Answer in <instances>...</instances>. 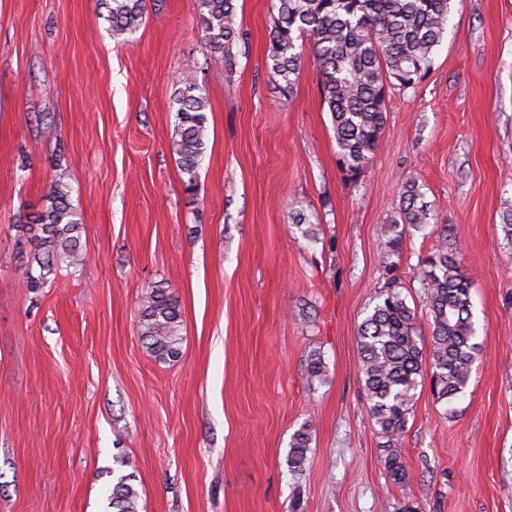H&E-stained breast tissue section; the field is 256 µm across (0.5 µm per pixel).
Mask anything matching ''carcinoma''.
<instances>
[{
  "mask_svg": "<svg viewBox=\"0 0 512 512\" xmlns=\"http://www.w3.org/2000/svg\"><path fill=\"white\" fill-rule=\"evenodd\" d=\"M202 32L210 49L229 58L244 39L236 27L235 0H198ZM112 39L125 41L142 24L146 0H105ZM273 27L268 78L285 90L293 88L300 69L302 37L310 42L322 77V94L331 114L339 164L355 175L379 145L386 123V99L394 88L415 87L430 69L432 57L451 21L452 0H272ZM171 150L189 192L195 190L204 160L209 100L203 89L189 84L175 99ZM410 185L402 192L398 218L385 225L387 233L400 224L422 227L431 216L417 203ZM45 209L33 223L42 235L34 239L33 262L39 274L26 273V286L36 288L58 263L77 266L83 260L76 232L80 221L68 198L67 185L55 180L47 187ZM422 284L432 316L429 346L417 332L416 314L400 292L390 287L358 327V353L368 396L369 414L381 434L394 444L405 430L411 402L424 363L431 367V389L437 400L451 402L466 388L479 351L469 284L460 257L444 246L424 261ZM181 312L175 296L162 284L145 290L139 332L156 358L179 354ZM311 434L302 425L292 435L289 471L303 472ZM385 465L395 480L405 477L398 449L387 451ZM124 474L112 485V512H137L138 493Z\"/></svg>",
  "mask_w": 512,
  "mask_h": 512,
  "instance_id": "obj_1",
  "label": "carcinoma"
}]
</instances>
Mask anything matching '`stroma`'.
I'll use <instances>...</instances> for the list:
<instances>
[{
	"label": "stroma",
	"mask_w": 512,
	"mask_h": 512,
	"mask_svg": "<svg viewBox=\"0 0 512 512\" xmlns=\"http://www.w3.org/2000/svg\"><path fill=\"white\" fill-rule=\"evenodd\" d=\"M235 5L246 38L228 61L197 0H147L122 45L101 0H0V512H107L127 472L138 512H512V0H453L428 75L391 91L354 177L312 58L292 90L269 82L271 0ZM189 83L210 103L191 194L170 150ZM58 179L84 259L31 289L32 216ZM410 184L433 220L395 246L382 227ZM444 243L462 255L481 351L453 404L418 386L397 482L357 327L393 283L430 339L423 261ZM156 282L182 311L166 362L139 336ZM311 441L309 425H302L292 435L288 452V468L295 475H300L306 465L307 452Z\"/></svg>",
	"instance_id": "obj_1"
}]
</instances>
